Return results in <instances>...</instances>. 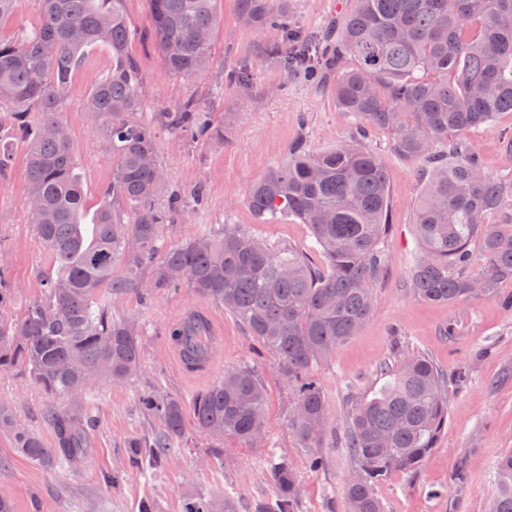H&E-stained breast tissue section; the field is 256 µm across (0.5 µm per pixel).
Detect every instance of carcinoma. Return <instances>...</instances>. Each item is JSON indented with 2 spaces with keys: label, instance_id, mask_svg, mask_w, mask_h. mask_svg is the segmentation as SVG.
Returning <instances> with one entry per match:
<instances>
[{
  "label": "carcinoma",
  "instance_id": "1",
  "mask_svg": "<svg viewBox=\"0 0 512 512\" xmlns=\"http://www.w3.org/2000/svg\"><path fill=\"white\" fill-rule=\"evenodd\" d=\"M151 24L141 42L175 76L206 70L224 18L219 0H149ZM247 19L276 27L283 40L265 48L289 73L311 85L336 75L339 109L359 120L357 135L321 153L294 143L288 156L253 183L245 196L263 223L293 218L308 225L323 264L293 247L269 246L237 224L164 244L163 231L187 208L177 190L168 207L156 129L203 142L217 134L190 102L154 122L133 118L140 97V66L129 51L127 0H34L38 23L22 38H0V110L11 109L28 169L26 199L36 202L30 223L49 252L41 296L19 317L0 313V374L27 375L46 394L69 398L89 384L126 382L141 371V329L112 316V297L148 299L186 282L224 307L278 360L293 387L292 427L309 449L333 428L328 402L312 368L355 335L373 311V287L388 257L382 242L389 225V183L382 160L369 150L372 130L394 135V150L419 165L423 193L415 210L419 253L410 272L414 294L428 302L459 303L496 295L494 283L512 277V232L486 217L512 203V178L494 176L471 155L466 134L512 112V0H356L319 36L290 26L276 0H243ZM98 44L112 51V71L89 94L95 133L112 158V182L95 213L91 237L81 224L86 195L77 151L60 117L72 74L84 52ZM438 138L447 140L433 150ZM12 164L10 139L0 129V173ZM482 240L485 266L471 269L469 246ZM189 372L213 356L208 317L190 311L168 331ZM388 381L355 408L345 445L361 479L345 485L351 512H384L376 484L392 471L413 473L436 447L448 424L442 374L427 358L410 355L387 370ZM141 411L164 426L151 441L130 444L135 462L161 463L184 436L185 407L176 397L145 395ZM194 427L224 455V438L253 443L263 427L267 393L251 367L224 377L191 400ZM58 447L47 448L0 405V430L32 461L88 453L94 421L54 412ZM274 503L261 512H294L297 472L281 461L271 469ZM187 512H239L235 501L199 499ZM488 512H512V451L495 465Z\"/></svg>",
  "mask_w": 512,
  "mask_h": 512
}]
</instances>
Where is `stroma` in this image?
Instances as JSON below:
<instances>
[{
    "instance_id": "stroma-1",
    "label": "stroma",
    "mask_w": 512,
    "mask_h": 512,
    "mask_svg": "<svg viewBox=\"0 0 512 512\" xmlns=\"http://www.w3.org/2000/svg\"><path fill=\"white\" fill-rule=\"evenodd\" d=\"M355 0H285L284 7L300 30L317 34L331 17L349 12ZM224 23L213 45V62L194 77L169 74L159 57L140 41L130 51L141 68L140 119L195 102L219 133L197 144L171 131L157 133V150L171 188L186 193L202 189L204 203L164 229L166 244L175 245L204 230L230 222L272 246L311 247L307 225L288 219L260 223L245 204L248 187L282 161L291 145L304 141L311 152L336 147L355 131V121L336 105L331 90H317L259 48L279 42L280 33L246 22L239 0H221ZM248 65L249 89L231 80ZM112 70V52L100 44L89 48L68 89L62 118L77 147L78 167L89 209H96L112 181V160L103 140L94 135L96 120L85 100L97 82ZM512 132V113L470 131L468 150L495 175H512V152L502 136ZM392 133L376 131L369 148L383 161L390 185L391 227L385 248L388 270L374 288L369 321L337 346L313 375L329 405L337 429H344L351 408L369 398L384 382L382 366L407 354L422 355L441 370L448 389V424L436 448L414 473L393 472L376 486L385 512H487L494 484V464L512 450V278L498 283L494 298L474 297L458 304H435L415 297L409 274L418 252L414 209L422 193L415 164L398 157ZM12 166L0 174V266L15 289L8 313L19 316L37 299L49 265L25 208L27 174L21 139H14ZM204 311L222 324L224 341L209 369L192 374L171 358L169 326L189 310ZM115 318H133L142 326V369L128 382H96L78 397L47 396L27 377L0 375V405L41 437L45 447L57 445L51 412L69 410L91 415L96 426L89 453L76 465L57 459L39 465L17 452L12 438L0 432V494L13 512H140L143 501L153 512H185L199 497L232 498L250 512L270 503L274 463L287 460L297 472L300 491L295 512H350L344 484L355 467L348 449L324 445L323 464L311 468L309 453L291 427V390L273 356L257 358V343L223 307L190 286L162 292L146 303L124 294L112 301ZM255 366L267 390L262 439L249 446L225 438L223 458L209 453L211 441L187 426L165 462L158 467L133 464L129 442L161 432L158 421L144 415L141 396H173L190 401L193 394L220 379L225 369ZM464 471L463 490L453 475ZM117 475L111 485L104 474ZM442 488L430 496L431 488Z\"/></svg>"
}]
</instances>
